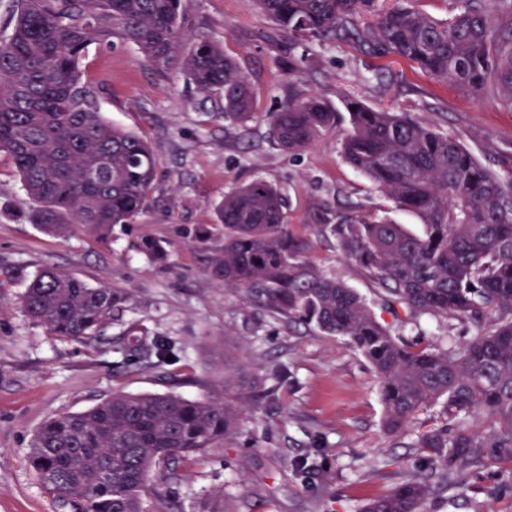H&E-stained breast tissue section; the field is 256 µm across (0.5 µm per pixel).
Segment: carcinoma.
<instances>
[{"instance_id": "obj_1", "label": "carcinoma", "mask_w": 512, "mask_h": 512, "mask_svg": "<svg viewBox=\"0 0 512 512\" xmlns=\"http://www.w3.org/2000/svg\"><path fill=\"white\" fill-rule=\"evenodd\" d=\"M255 2L290 39H355L469 95L491 89L512 109V0H457L445 22L425 16L416 0H395L388 9L378 0ZM13 17L0 46V154L36 204L32 220L51 234L82 229L108 239L112 225L131 224L144 210L155 177L149 145L106 121L94 86L83 79L91 47L130 43L156 71H180L200 93L220 94L224 122L244 126L254 117L248 78L219 44L190 35L182 0H14ZM345 108L351 128L340 140L342 159L398 210L415 215L423 231L372 212L338 216L328 207L316 231L334 237L390 303L445 318L493 314L488 331L456 352L398 340L361 295L303 258L302 245L288 235L282 192L262 177L217 203L224 248L210 272L269 313L345 338L376 374L386 433L400 434L439 403L450 417L489 423L484 432L459 425L418 438L415 446L429 452L442 477L457 464L512 460V181L406 112L354 97ZM337 120L321 97H291L274 116L272 136L280 148L300 151ZM125 300L107 286L45 268L21 305L51 335L84 341ZM242 398L227 369L224 391L203 398L114 392L84 412L46 421L31 441L29 463L69 512H146L153 479L175 477L190 456L233 443ZM427 493L423 482L407 479L360 512H424Z\"/></svg>"}]
</instances>
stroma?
<instances>
[{
	"instance_id": "obj_1",
	"label": "stroma",
	"mask_w": 512,
	"mask_h": 512,
	"mask_svg": "<svg viewBox=\"0 0 512 512\" xmlns=\"http://www.w3.org/2000/svg\"><path fill=\"white\" fill-rule=\"evenodd\" d=\"M189 29L223 46L247 74L255 117L237 127L178 72L161 75L137 48H90L81 68L110 122L147 141L156 177L135 223L116 224L100 243L77 231L53 237L34 224L33 201L10 160L0 156V512H62L28 464L30 443L50 416L79 413L112 392L201 398L220 388L224 361L264 383L258 408H245L234 445L214 448L157 483L147 512H196L223 494L235 512H358L408 477L429 478L426 512H512V461L475 464L432 476L419 434L447 424L440 406L420 411L400 435L382 428L377 378L344 338L272 317L209 272L223 249L215 204L241 183L263 177L285 197L288 231L324 274L355 288L401 340L460 348L487 331L489 319L396 313L384 292L346 260L334 238L314 233L323 205L336 213L388 211L414 233L412 214L393 210L349 167L338 144L349 131L347 98L396 107L459 140L484 166L512 180V109L494 97L464 95L411 62L378 57L352 39L280 35L254 0H183ZM316 94L338 112L335 130L291 153L272 139L276 112L297 94ZM212 235L198 244L195 234ZM159 240L167 261L144 255ZM52 268L128 296L92 339L49 335L19 304L35 274Z\"/></svg>"
}]
</instances>
